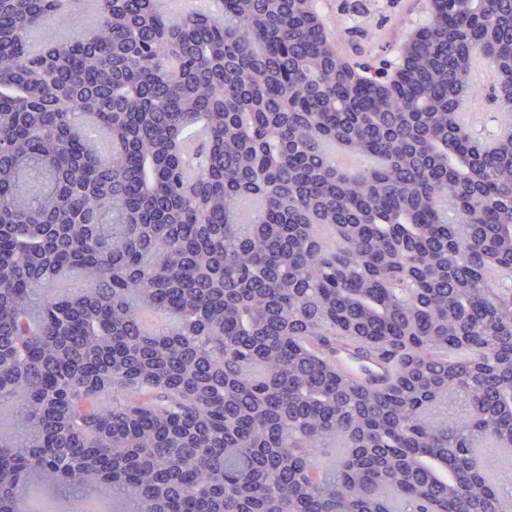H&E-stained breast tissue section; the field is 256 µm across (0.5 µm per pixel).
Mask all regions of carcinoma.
I'll return each mask as SVG.
<instances>
[{
  "label": "carcinoma",
  "instance_id": "obj_1",
  "mask_svg": "<svg viewBox=\"0 0 512 512\" xmlns=\"http://www.w3.org/2000/svg\"><path fill=\"white\" fill-rule=\"evenodd\" d=\"M217 2L99 0L50 58L82 0H0V512H512L476 456L512 447V138L461 100L479 54L512 110V0L426 16L396 86L321 0ZM92 19V13L88 9L82 8L70 11L63 21L55 17L45 20L43 25L35 30L38 31L36 33L42 34V44L40 48L55 44L63 33L90 29L94 25L91 23ZM359 361L354 347L341 348L336 352L333 365L341 374L357 375L363 378L385 379L390 378V372L380 362L361 361L364 364L363 371L355 369V362Z\"/></svg>",
  "mask_w": 512,
  "mask_h": 512
}]
</instances>
